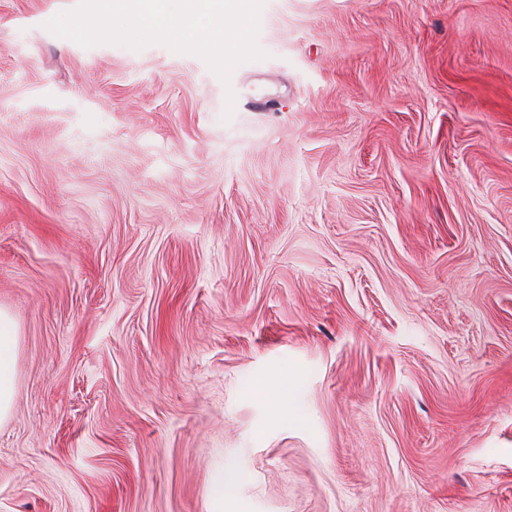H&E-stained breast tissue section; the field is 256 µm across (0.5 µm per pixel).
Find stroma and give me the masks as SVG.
Returning <instances> with one entry per match:
<instances>
[{
    "mask_svg": "<svg viewBox=\"0 0 512 512\" xmlns=\"http://www.w3.org/2000/svg\"><path fill=\"white\" fill-rule=\"evenodd\" d=\"M75 3L0 0V512H512V0H265L227 87ZM16 354L15 324L8 314L0 310V422L9 416L16 399Z\"/></svg>",
    "mask_w": 512,
    "mask_h": 512,
    "instance_id": "1",
    "label": "stroma"
}]
</instances>
